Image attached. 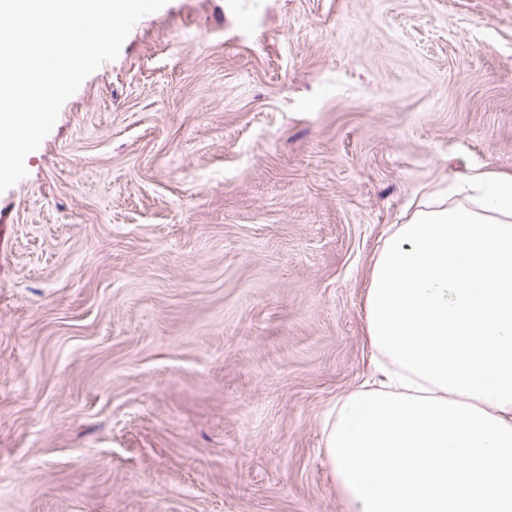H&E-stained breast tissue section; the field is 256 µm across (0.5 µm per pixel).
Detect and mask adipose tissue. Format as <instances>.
Returning <instances> with one entry per match:
<instances>
[{
    "label": "adipose tissue",
    "mask_w": 512,
    "mask_h": 512,
    "mask_svg": "<svg viewBox=\"0 0 512 512\" xmlns=\"http://www.w3.org/2000/svg\"><path fill=\"white\" fill-rule=\"evenodd\" d=\"M416 211L366 290L375 381L338 398L324 447L348 512H512V176Z\"/></svg>",
    "instance_id": "obj_1"
}]
</instances>
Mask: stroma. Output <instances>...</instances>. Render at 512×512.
<instances>
[{
	"label": "stroma",
	"mask_w": 512,
	"mask_h": 512,
	"mask_svg": "<svg viewBox=\"0 0 512 512\" xmlns=\"http://www.w3.org/2000/svg\"><path fill=\"white\" fill-rule=\"evenodd\" d=\"M0 193V512H347L373 257L512 174V0H168Z\"/></svg>",
	"instance_id": "1"
}]
</instances>
